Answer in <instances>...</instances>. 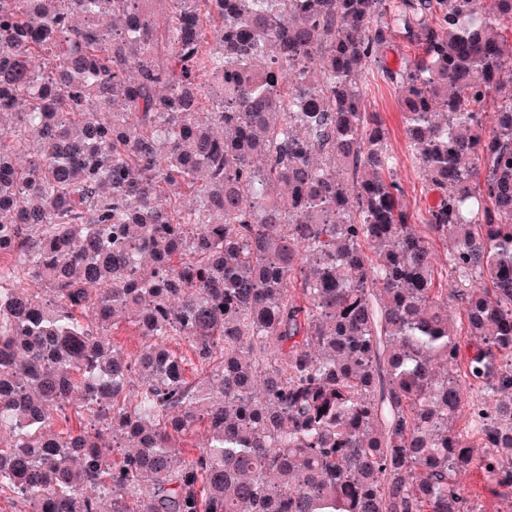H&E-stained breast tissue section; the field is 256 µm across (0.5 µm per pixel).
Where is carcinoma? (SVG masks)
<instances>
[{"label": "carcinoma", "mask_w": 512, "mask_h": 512, "mask_svg": "<svg viewBox=\"0 0 512 512\" xmlns=\"http://www.w3.org/2000/svg\"><path fill=\"white\" fill-rule=\"evenodd\" d=\"M152 2L0 0V499L478 512L474 466L511 499L512 0ZM371 91L366 98L367 109L379 112L389 137L391 153L395 156L396 174L404 188V203L412 224H422L421 215L427 202H432L435 194L427 193L421 180L419 167L409 147L405 133V122L395 89L381 80L377 74L370 78Z\"/></svg>", "instance_id": "carcinoma-1"}]
</instances>
